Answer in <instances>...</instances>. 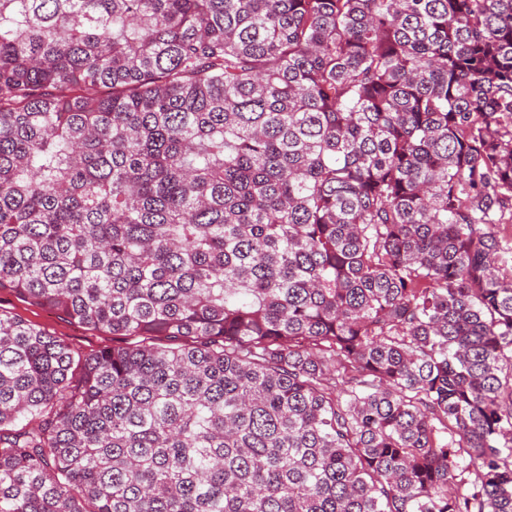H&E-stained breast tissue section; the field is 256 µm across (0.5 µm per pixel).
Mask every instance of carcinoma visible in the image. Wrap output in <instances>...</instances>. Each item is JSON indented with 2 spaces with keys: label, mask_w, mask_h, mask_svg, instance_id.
<instances>
[{
  "label": "carcinoma",
  "mask_w": 512,
  "mask_h": 512,
  "mask_svg": "<svg viewBox=\"0 0 512 512\" xmlns=\"http://www.w3.org/2000/svg\"><path fill=\"white\" fill-rule=\"evenodd\" d=\"M512 0H0V512H512ZM0 309L30 321L79 352L87 353L103 345H112V336L71 324L57 313L33 306L9 292H0Z\"/></svg>",
  "instance_id": "cac0c4a2"
}]
</instances>
